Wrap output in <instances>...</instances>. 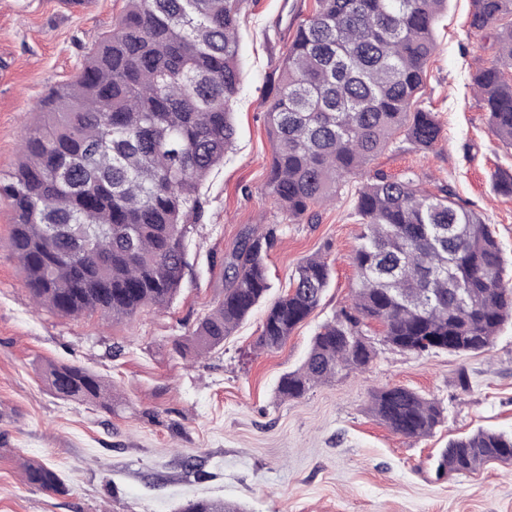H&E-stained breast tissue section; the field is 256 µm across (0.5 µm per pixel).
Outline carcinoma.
Listing matches in <instances>:
<instances>
[{
    "label": "carcinoma",
    "mask_w": 512,
    "mask_h": 512,
    "mask_svg": "<svg viewBox=\"0 0 512 512\" xmlns=\"http://www.w3.org/2000/svg\"><path fill=\"white\" fill-rule=\"evenodd\" d=\"M245 0H126L121 16L62 88L41 100L15 172L0 182L14 214L9 245L32 299L61 316L97 311L119 321L176 296L188 266L185 238L203 222L199 187L236 138L241 87L237 29ZM285 54L267 109L273 141L268 193L300 221L336 197L398 133L422 148L441 138L418 107L434 26L447 0H316ZM470 27L495 38L472 75L498 139L512 147V0H471ZM363 231L352 256V304L313 337L302 366L277 392L294 400L344 369L366 367L381 342L406 351L478 353L512 321L507 262L481 216L446 186L379 176L356 191ZM275 229L245 234L224 264V296L184 344L200 356L222 344L272 289ZM331 266L300 262L285 295L267 306L256 345L272 351L319 306ZM63 399L112 408V387L87 368L49 363ZM374 414L421 438L443 422L438 402L405 388L373 394ZM512 464V433L480 430L448 442L439 466L473 473ZM25 483L59 492L51 467L28 462ZM178 512H241L206 498Z\"/></svg>",
    "instance_id": "cac0c4a2"
}]
</instances>
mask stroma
I'll list each match as a JSON object with an SVG mask.
<instances>
[{"label": "stroma", "instance_id": "stroma-1", "mask_svg": "<svg viewBox=\"0 0 512 512\" xmlns=\"http://www.w3.org/2000/svg\"><path fill=\"white\" fill-rule=\"evenodd\" d=\"M0 0V179L50 89L70 82L111 31L125 0ZM315 0H246L238 28L241 89L237 138L200 191L202 224L191 230L189 267L165 308L122 322L101 314L64 317L35 307L9 248L13 212L0 199V512H176L208 497L243 512H512V465L468 474L439 471L452 438L512 431V324L488 351L418 354L378 342L365 369L345 370L303 397L282 400L279 379L303 364L313 336L351 303V257L362 227L355 192L375 175L414 174L423 187L449 186L480 213L512 260V196L496 180L512 174V147L490 130L471 75L489 64L488 38L468 26L470 0H448L436 27L419 105L442 128L432 149L404 138L346 178L336 201L295 222L266 189L273 143L266 123L283 54ZM275 229L269 273L276 300L296 266L327 258L333 280L319 307L279 349L256 346L263 309L223 345L195 358L174 347L189 338L224 294L223 269L243 231ZM87 367L112 386V408L61 399L44 379L47 363ZM467 374L469 389L459 385ZM406 387L437 400L444 421L413 439L370 410L371 391ZM48 464L65 492L26 485L22 466Z\"/></svg>", "mask_w": 512, "mask_h": 512}]
</instances>
